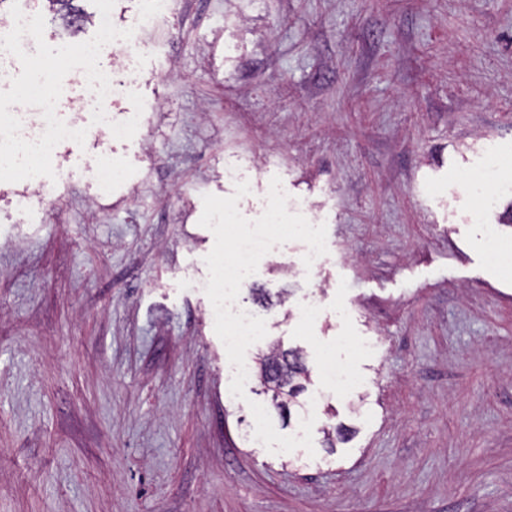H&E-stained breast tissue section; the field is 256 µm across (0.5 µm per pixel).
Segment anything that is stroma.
<instances>
[{
  "instance_id": "35a3bbf8",
  "label": "stroma",
  "mask_w": 512,
  "mask_h": 512,
  "mask_svg": "<svg viewBox=\"0 0 512 512\" xmlns=\"http://www.w3.org/2000/svg\"><path fill=\"white\" fill-rule=\"evenodd\" d=\"M136 67L111 104L143 95L133 139L61 147L27 212L0 182V512H512V274L488 259L512 195L476 220L463 183L491 151L512 183V0H172ZM101 152L125 178L100 200ZM230 163L243 217L277 176L327 228L313 280L290 241L240 292L267 328L248 361L306 355L310 452L253 439L250 403L301 418L255 379L232 396L207 315L202 197L234 194Z\"/></svg>"
}]
</instances>
